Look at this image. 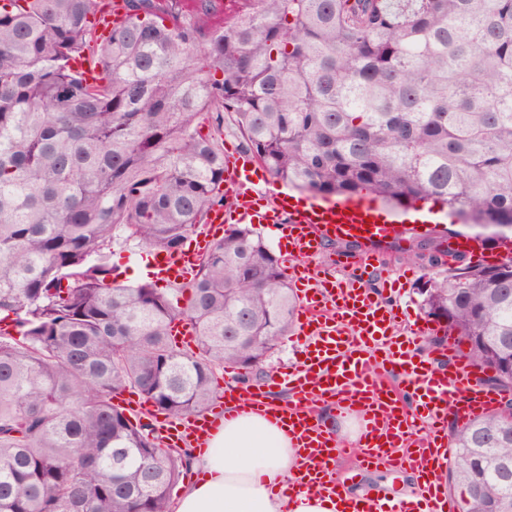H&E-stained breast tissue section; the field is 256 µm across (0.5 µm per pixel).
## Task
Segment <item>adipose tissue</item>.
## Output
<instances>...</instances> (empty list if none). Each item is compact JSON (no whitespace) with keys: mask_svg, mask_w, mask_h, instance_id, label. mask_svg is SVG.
I'll return each mask as SVG.
<instances>
[{"mask_svg":"<svg viewBox=\"0 0 512 512\" xmlns=\"http://www.w3.org/2000/svg\"><path fill=\"white\" fill-rule=\"evenodd\" d=\"M193 465L203 476L180 494L174 512H342L345 506L334 495L281 496L297 467L293 441L274 421L250 411L195 449Z\"/></svg>","mask_w":512,"mask_h":512,"instance_id":"obj_1","label":"adipose tissue"}]
</instances>
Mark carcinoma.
Returning <instances> with one entry per match:
<instances>
[{
  "label": "carcinoma",
  "instance_id": "1",
  "mask_svg": "<svg viewBox=\"0 0 512 512\" xmlns=\"http://www.w3.org/2000/svg\"><path fill=\"white\" fill-rule=\"evenodd\" d=\"M0 0V512H172L190 454L121 407L206 411L288 335L281 255L232 224L192 280L127 284L112 243L177 252L228 203L224 119L270 176L322 197L439 203L512 225V0ZM102 72L89 85L73 67ZM208 121L202 132L200 116ZM410 246L452 358L512 392V264ZM176 320L194 346H177ZM460 512H512V398L453 429ZM123 12L122 1L111 0L108 2L106 8L102 12L97 13L93 18L99 34L107 37L112 30V26L121 18Z\"/></svg>",
  "mask_w": 512,
  "mask_h": 512
}]
</instances>
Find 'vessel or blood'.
Returning a JSON list of instances; mask_svg holds the SVG:
<instances>
[{
	"instance_id": "1",
	"label": "vessel or blood",
	"mask_w": 512,
	"mask_h": 512,
	"mask_svg": "<svg viewBox=\"0 0 512 512\" xmlns=\"http://www.w3.org/2000/svg\"><path fill=\"white\" fill-rule=\"evenodd\" d=\"M123 14L122 0H108L94 21L101 35H109ZM229 181L239 186L231 206L213 209L209 231L195 237L192 248L160 252L152 259L151 276L166 283L189 281L197 261L219 240L226 224H262L277 230V246L301 299L298 334L302 357L288 370L272 374L259 386L241 384L217 393L210 408L179 422L156 418L167 445L203 448L214 430L234 408L251 405L286 426L299 450L297 487L319 494H339L345 485L336 473L337 455L356 448L363 468L387 464L409 468L423 480L419 501L387 506L385 498L350 502V512H447L443 482L448 458V422L465 423L500 402L498 392L472 385L474 366L453 360L449 346L421 355L394 334L398 313L385 298L390 283L376 243L403 234L401 226L381 218L374 209L344 199L309 198L294 204L289 194L273 197L249 194L256 163L236 158L226 165ZM361 237L369 242L351 265L352 281L332 274L313 278L308 263L326 241ZM401 377L403 389L385 383L383 373ZM292 396L289 405L269 401L274 389ZM356 416L354 443L328 428L322 407Z\"/></svg>"
}]
</instances>
